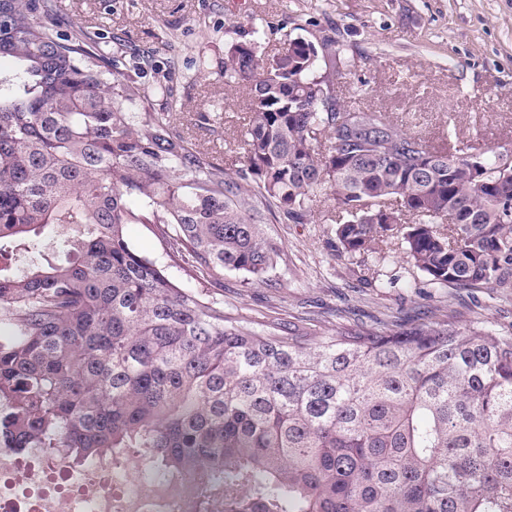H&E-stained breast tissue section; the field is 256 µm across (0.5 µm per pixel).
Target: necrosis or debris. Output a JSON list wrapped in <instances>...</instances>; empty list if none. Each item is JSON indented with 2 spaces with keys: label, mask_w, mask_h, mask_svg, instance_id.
Masks as SVG:
<instances>
[{
  "label": "necrosis or debris",
  "mask_w": 512,
  "mask_h": 512,
  "mask_svg": "<svg viewBox=\"0 0 512 512\" xmlns=\"http://www.w3.org/2000/svg\"><path fill=\"white\" fill-rule=\"evenodd\" d=\"M117 483L124 488L119 495L112 490ZM193 499V485L179 480L169 491H144L108 455L77 470L66 455L33 448L0 469V512H191Z\"/></svg>",
  "instance_id": "necrosis-or-debris-1"
}]
</instances>
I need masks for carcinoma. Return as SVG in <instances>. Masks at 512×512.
<instances>
[{
    "mask_svg": "<svg viewBox=\"0 0 512 512\" xmlns=\"http://www.w3.org/2000/svg\"><path fill=\"white\" fill-rule=\"evenodd\" d=\"M48 0H0V447L77 464L140 454L196 481L195 512H512V328L448 317L256 329L172 280L129 241L155 224L201 276L262 281L295 224L333 201L327 248L388 239L428 280L512 288V168L427 144L336 101L350 61L329 36L264 58L237 44L224 82L249 98L230 175L136 112L166 93L118 71ZM480 167L484 177H472ZM48 227L65 259L43 256Z\"/></svg>",
    "mask_w": 512,
    "mask_h": 512,
    "instance_id": "carcinoma-1",
    "label": "carcinoma"
}]
</instances>
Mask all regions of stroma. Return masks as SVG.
<instances>
[{"label": "stroma", "instance_id": "stroma-1", "mask_svg": "<svg viewBox=\"0 0 512 512\" xmlns=\"http://www.w3.org/2000/svg\"><path fill=\"white\" fill-rule=\"evenodd\" d=\"M50 24L61 32L106 33L102 54L120 62L149 59L146 81L171 98L150 109L172 112L183 136L226 172L238 169L248 111L245 88L224 82L232 45L259 41L269 56L288 38L336 46L352 66L336 82L339 97L387 113L429 145L512 152V0H55ZM221 112L218 124L199 122ZM330 202L304 224L268 219L288 262L255 281L225 272L223 284L201 279L150 224H131L129 240L175 281L223 300L255 325L304 315L317 325L448 315L512 326V289L447 288L407 263L397 243L356 258L330 252Z\"/></svg>", "mask_w": 512, "mask_h": 512}]
</instances>
